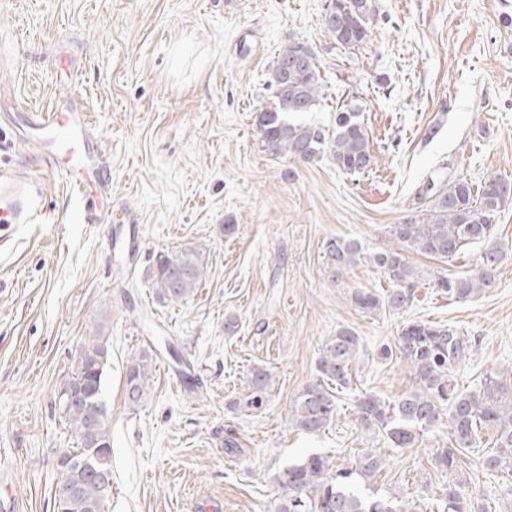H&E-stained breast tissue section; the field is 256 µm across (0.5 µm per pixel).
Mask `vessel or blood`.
<instances>
[{
    "label": "vessel or blood",
    "instance_id": "b4317fda",
    "mask_svg": "<svg viewBox=\"0 0 512 512\" xmlns=\"http://www.w3.org/2000/svg\"><path fill=\"white\" fill-rule=\"evenodd\" d=\"M89 119L77 105L64 102L33 113L24 126L25 137L38 144L50 171L61 173L83 207V221L99 223L95 196L105 193L110 178L100 163L98 142L88 134ZM39 195L29 178L0 174V246L13 238L18 225L31 223Z\"/></svg>",
    "mask_w": 512,
    "mask_h": 512
}]
</instances>
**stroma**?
<instances>
[{"label": "stroma", "mask_w": 512, "mask_h": 512, "mask_svg": "<svg viewBox=\"0 0 512 512\" xmlns=\"http://www.w3.org/2000/svg\"><path fill=\"white\" fill-rule=\"evenodd\" d=\"M325 3L0 0V37L13 42L0 58V169L41 187L33 223L0 248V502L9 512H53L56 459L75 441L59 386L101 336L108 512H274L288 464L310 453L347 464L370 449L386 461L375 487L421 512H437L452 483L487 512L506 507L512 474L482 471L491 434L448 472L433 462L447 428L394 448L358 425L355 405L365 392L390 401L413 388L410 363L377 350L414 320L465 336L461 388L512 368V206L496 224L495 284L465 301L433 285L455 264L414 254L413 302L365 313L353 291L385 294L388 279L370 262L331 279L325 246L343 237L383 250L427 175L512 181V0H374L370 41L352 51L324 31ZM292 41L320 62L322 99L303 121L330 130L338 104L361 106L374 155L363 174L346 175L326 153L292 164L261 151L256 115ZM69 93L89 112L112 174L97 224L80 223L78 199L35 143L11 145L25 123L17 107L41 112ZM188 245L205 251V279L184 303L160 299L147 278L154 256ZM343 327L363 350L333 422L304 434L289 422L292 401ZM148 347L158 353L152 389L133 408L125 367ZM257 368L272 384L251 410Z\"/></svg>", "instance_id": "obj_1"}]
</instances>
